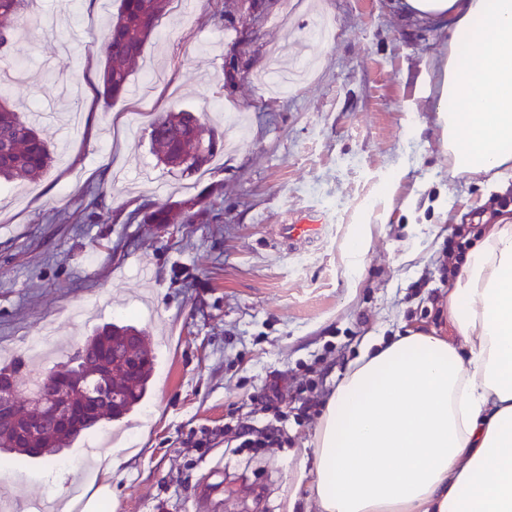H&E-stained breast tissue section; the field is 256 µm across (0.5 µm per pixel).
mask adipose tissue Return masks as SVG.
Instances as JSON below:
<instances>
[{
    "instance_id": "ef3b65f1",
    "label": "adipose tissue",
    "mask_w": 512,
    "mask_h": 512,
    "mask_svg": "<svg viewBox=\"0 0 512 512\" xmlns=\"http://www.w3.org/2000/svg\"><path fill=\"white\" fill-rule=\"evenodd\" d=\"M447 39L415 97L456 174L512 169V0H402ZM448 323L362 352L314 436L307 512H512V215L448 281Z\"/></svg>"
}]
</instances>
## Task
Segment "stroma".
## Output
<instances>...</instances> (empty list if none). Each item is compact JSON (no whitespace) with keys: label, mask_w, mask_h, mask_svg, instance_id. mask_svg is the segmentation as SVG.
<instances>
[{"label":"stroma","mask_w":512,"mask_h":512,"mask_svg":"<svg viewBox=\"0 0 512 512\" xmlns=\"http://www.w3.org/2000/svg\"><path fill=\"white\" fill-rule=\"evenodd\" d=\"M226 0L170 5L131 75L126 97L96 99L101 32L116 0H36L52 18L22 33L14 84L57 160L37 178L0 184V362L25 356L45 323L66 362L107 323L151 337L155 367L143 406L92 429L62 453L0 469V498L62 501L83 483L91 441L118 458L112 512H286L314 463L316 421L288 420L285 448L205 454L188 437L247 412L271 370L311 366L331 394L362 347L443 324L442 231L489 206L487 175H452L429 112L409 113L425 57L443 33L397 0H274L238 45ZM334 27L319 42L317 16ZM246 69L224 84V57ZM174 107L205 115L224 148L197 173L158 163L148 127ZM201 196L190 224H142L135 211ZM74 215L51 223L55 212ZM318 214L317 238L292 247L280 225ZM371 237L360 268L350 245ZM152 278H144L143 265Z\"/></svg>","instance_id":"obj_1"}]
</instances>
